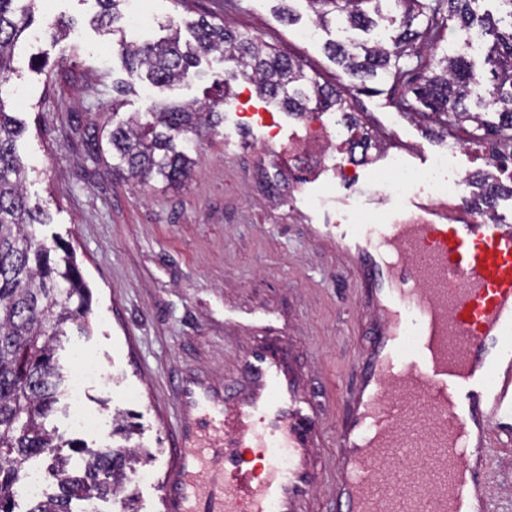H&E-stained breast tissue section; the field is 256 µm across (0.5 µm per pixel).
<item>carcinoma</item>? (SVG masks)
<instances>
[{"label":"carcinoma","mask_w":512,"mask_h":512,"mask_svg":"<svg viewBox=\"0 0 512 512\" xmlns=\"http://www.w3.org/2000/svg\"><path fill=\"white\" fill-rule=\"evenodd\" d=\"M0 0V85L13 73L15 46L31 24L36 0ZM306 0L319 29L340 23L368 31L385 21L393 35L383 40L339 42L325 50L330 59L361 88L390 83L392 106L400 114L429 119L450 132L472 126L495 150L512 140V0H496L498 16L478 15L483 0ZM455 22L488 45L485 63L493 81L468 57L471 38L452 54L439 52ZM194 44L180 45V30L146 46L121 42L119 54L129 76L169 86L188 78L200 57L218 52L224 63V84L241 79L260 97L303 118L331 108L347 113L350 132L366 129L348 113L349 89L322 83L296 58L230 25L205 18L193 26ZM431 55H423L424 50ZM216 112L191 104L153 108L141 117L112 127L108 144L116 169L130 178L156 175L167 184H181L190 171V157L179 140L213 126ZM21 121L5 110L0 97V512H14L18 467L36 457L53 461L60 494L29 512H72V500L126 495L129 475L150 456L140 448H82L84 470L60 453L66 442L46 426L58 402L63 374L54 362V341L66 328L88 329L87 288L73 253L38 238L36 226L49 223L39 205L30 206L24 192L26 170L16 153ZM469 205L494 216L501 192L511 186L471 182Z\"/></svg>","instance_id":"1"}]
</instances>
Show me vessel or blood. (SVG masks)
Instances as JSON below:
<instances>
[{
	"mask_svg": "<svg viewBox=\"0 0 512 512\" xmlns=\"http://www.w3.org/2000/svg\"><path fill=\"white\" fill-rule=\"evenodd\" d=\"M396 214L378 245L354 225L314 227L335 234L375 313L332 438L336 512H488L486 422L512 420V225L467 206L422 208L409 193ZM180 410L169 512H298L323 485L322 409L287 348L252 349L224 392L184 383ZM219 436L252 444L262 470L239 455L203 458V441Z\"/></svg>",
	"mask_w": 512,
	"mask_h": 512,
	"instance_id": "obj_1",
	"label": "vessel or blood"
}]
</instances>
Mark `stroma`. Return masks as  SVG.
I'll list each match as a JSON object with an SVG mask.
<instances>
[{
	"mask_svg": "<svg viewBox=\"0 0 512 512\" xmlns=\"http://www.w3.org/2000/svg\"><path fill=\"white\" fill-rule=\"evenodd\" d=\"M280 0H125L123 16L145 21L126 40L152 43L200 18L230 22L299 57L320 81L336 83L341 69L328 57L327 33L302 42L310 26L305 0L296 22L279 20ZM98 0H38L30 29L18 42L14 74L0 99L27 131L17 152L27 170L29 203L46 206L51 222L39 229L74 252L90 293L89 333L69 327L56 343L64 374L82 360L98 364L104 380H89L84 407L98 426L83 429L70 416L61 386L49 419L64 440L89 448L123 444L114 417L134 425L132 445L150 452L151 480L135 488L133 512H167V463L178 446L179 392L198 380L220 392L240 377L244 356L265 335L259 319H278L277 336L293 355L306 389L325 400L326 432H333L346 379L372 333L373 311L358 274L317 224H356L360 215L392 209L398 194L385 189L384 167L361 169L350 188L314 178L298 161L302 120L259 100L252 87L223 86L219 54L202 57L192 75L170 87L131 80L115 37L93 24ZM73 19L67 37L50 24ZM195 104L219 112L218 124L188 148L189 179L180 187L162 178L142 182L115 170L106 152L113 123L152 104ZM354 114L412 170L448 154L458 174L479 168L466 139L470 126L446 134L432 122L408 120L387 93L352 97ZM492 512H512V439L498 436L488 456Z\"/></svg>",
	"mask_w": 512,
	"mask_h": 512,
	"instance_id": "1",
	"label": "stroma"
}]
</instances>
